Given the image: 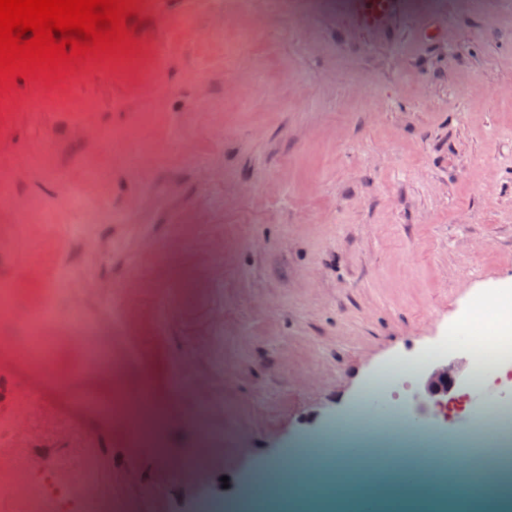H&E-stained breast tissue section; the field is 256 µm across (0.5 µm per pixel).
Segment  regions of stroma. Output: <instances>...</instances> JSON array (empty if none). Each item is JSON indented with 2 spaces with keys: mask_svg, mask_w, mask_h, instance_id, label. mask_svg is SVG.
Instances as JSON below:
<instances>
[{
  "mask_svg": "<svg viewBox=\"0 0 512 512\" xmlns=\"http://www.w3.org/2000/svg\"><path fill=\"white\" fill-rule=\"evenodd\" d=\"M133 5L130 52L0 92V422L28 432L0 437V512L255 493L512 284V0H401L375 32L348 4ZM77 308L120 373L86 365ZM452 352L447 408L416 376L389 413L479 427Z\"/></svg>",
  "mask_w": 512,
  "mask_h": 512,
  "instance_id": "1",
  "label": "stroma"
}]
</instances>
